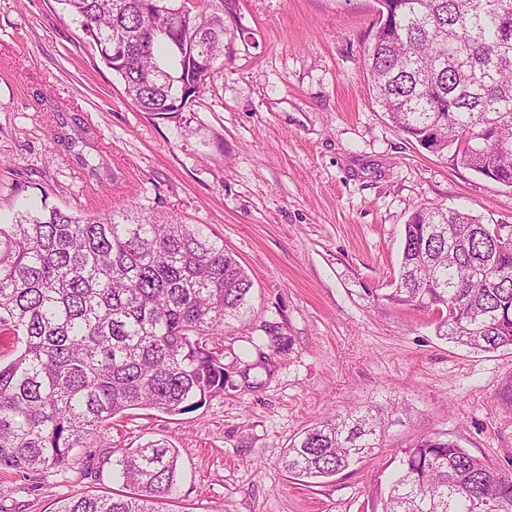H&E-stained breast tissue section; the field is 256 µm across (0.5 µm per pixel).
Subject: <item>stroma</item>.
<instances>
[{
    "mask_svg": "<svg viewBox=\"0 0 512 512\" xmlns=\"http://www.w3.org/2000/svg\"><path fill=\"white\" fill-rule=\"evenodd\" d=\"M194 3L223 11L235 57L166 118L132 104L61 0H0V221L57 208L209 225L253 282L251 316L224 332L225 368L257 337L287 347L259 387L233 373L199 410L115 416L62 470H0V512L116 491L115 451L156 439L180 454L163 512H381L389 454L326 479L281 465L305 429L373 403L406 411L390 450L444 432L504 465L512 353L449 343L433 312L386 296L421 205L512 225V187L425 149L371 99L361 61L377 0Z\"/></svg>",
    "mask_w": 512,
    "mask_h": 512,
    "instance_id": "obj_1",
    "label": "stroma"
}]
</instances>
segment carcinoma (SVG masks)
Instances as JSON below:
<instances>
[{"instance_id": "carcinoma-1", "label": "carcinoma", "mask_w": 512, "mask_h": 512, "mask_svg": "<svg viewBox=\"0 0 512 512\" xmlns=\"http://www.w3.org/2000/svg\"><path fill=\"white\" fill-rule=\"evenodd\" d=\"M142 112H184L219 59L224 14L184 24L167 0H63ZM362 68L392 124L454 166L512 186V0H377ZM253 283L205 224L163 216L81 218L52 209L0 224V469L62 467L102 423L129 409L178 415L222 393L215 340L251 312ZM386 299L436 314L439 335L512 352V231L432 203L405 225ZM242 376L271 370L274 340L253 343ZM391 405L327 417L288 448L286 471L336 475L383 447ZM179 452L150 440L112 461L118 496H72L57 512H161ZM382 512H512V471L439 434L401 450Z\"/></svg>"}]
</instances>
